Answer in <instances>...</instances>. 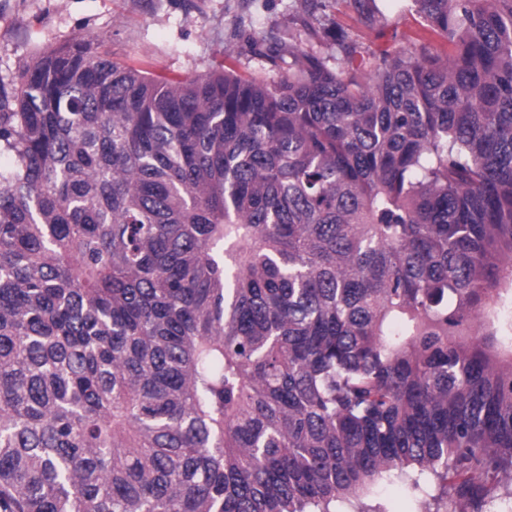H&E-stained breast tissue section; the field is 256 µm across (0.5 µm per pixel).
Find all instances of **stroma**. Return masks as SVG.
I'll return each instance as SVG.
<instances>
[{
  "label": "stroma",
  "instance_id": "stroma-1",
  "mask_svg": "<svg viewBox=\"0 0 512 512\" xmlns=\"http://www.w3.org/2000/svg\"><path fill=\"white\" fill-rule=\"evenodd\" d=\"M303 0H0V84L12 85L34 55L83 37L162 78H186L226 67L244 77L271 78L280 68L258 35L303 30ZM317 17L343 26L366 59L406 49L425 37L419 16L390 0H318ZM430 475L413 482L393 473L363 495L366 505L400 512H446Z\"/></svg>",
  "mask_w": 512,
  "mask_h": 512
}]
</instances>
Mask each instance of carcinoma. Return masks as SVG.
<instances>
[{
  "label": "carcinoma",
  "instance_id": "cac0c4a2",
  "mask_svg": "<svg viewBox=\"0 0 512 512\" xmlns=\"http://www.w3.org/2000/svg\"><path fill=\"white\" fill-rule=\"evenodd\" d=\"M408 8L448 52L158 80L76 38L0 85V512L512 481V0Z\"/></svg>",
  "mask_w": 512,
  "mask_h": 512
}]
</instances>
